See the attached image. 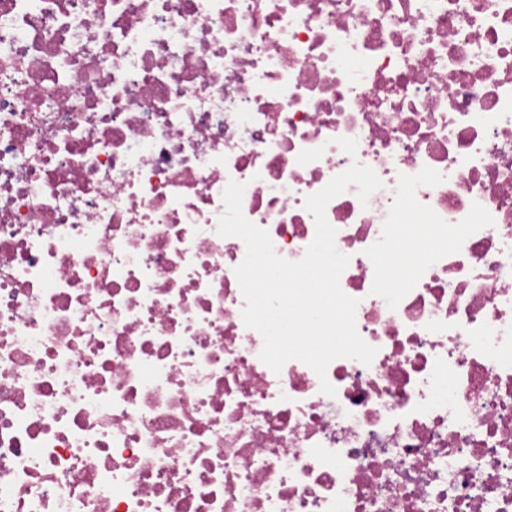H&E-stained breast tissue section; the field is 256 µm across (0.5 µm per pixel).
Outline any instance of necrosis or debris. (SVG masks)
Wrapping results in <instances>:
<instances>
[{
  "mask_svg": "<svg viewBox=\"0 0 512 512\" xmlns=\"http://www.w3.org/2000/svg\"><path fill=\"white\" fill-rule=\"evenodd\" d=\"M356 162L329 396L217 224ZM0 512H512V0H0Z\"/></svg>",
  "mask_w": 512,
  "mask_h": 512,
  "instance_id": "obj_1",
  "label": "necrosis or debris"
}]
</instances>
